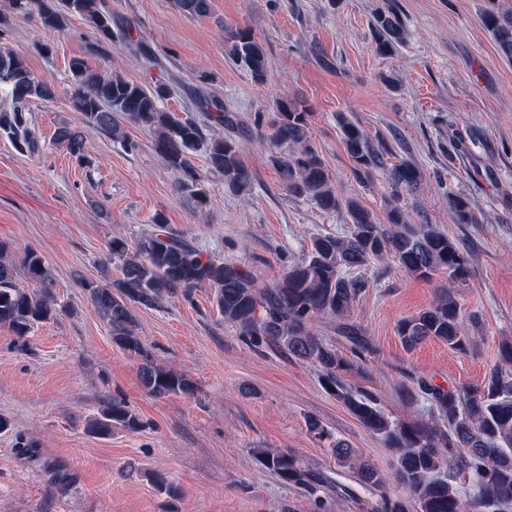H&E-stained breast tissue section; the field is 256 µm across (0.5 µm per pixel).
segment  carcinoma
<instances>
[{"label": "carcinoma", "instance_id": "obj_1", "mask_svg": "<svg viewBox=\"0 0 512 512\" xmlns=\"http://www.w3.org/2000/svg\"><path fill=\"white\" fill-rule=\"evenodd\" d=\"M174 7L189 16L210 12L211 0H174ZM13 14H35L46 28L63 31L71 19H85L96 43L116 40L133 44L124 29L112 28V10L105 0H9ZM482 23L492 35L501 55L512 60V9L499 0H487ZM375 51L389 57L402 43L405 26L395 8L378 12L371 24ZM231 58L244 65L254 83L267 77L263 42L251 29L229 30ZM69 69L75 82L69 99L86 125L125 139L120 122L151 131L162 162L180 174L175 189L189 190L195 173L189 155L204 151L208 169L224 178V189L237 196L251 192L255 177L245 163L239 143L230 136L206 138L204 127L213 122L229 129L238 125L224 103L199 87L188 90L191 104L203 118H181L164 107L174 85L161 77L151 86L132 82L119 74L91 69L81 58H73ZM0 87L9 106L0 109V135L15 145L36 148L26 112L34 99H49L52 85L40 80L25 60L0 44ZM312 113L298 100L281 97L272 111L257 120L269 158L278 170L284 190L294 198L312 202L324 213L347 212L350 227L343 236L313 238L307 254L289 265L271 288L260 287L253 276L231 263L202 256L190 240L172 233L161 217L153 230L130 245L114 237L108 245L106 263H121L122 277L114 280L104 271L102 281H85L82 288L109 327L112 343L141 360L140 377L154 397L193 396L198 386L186 372L161 364L135 333L137 305L146 307L180 293L188 297L197 288L214 290L216 306L224 321L254 346L274 345L292 358L320 367V383L327 394L340 401L360 424L397 457L396 478L403 494L382 491L384 475L368 460L357 455L344 440L335 438L316 417L306 420L309 432L327 442L338 465L348 469L357 483L380 490L374 512H512V343L501 345L500 359L480 384L453 391L423 378H409L396 386V393L410 405L423 400L429 419L393 420L370 395L352 390L343 373L354 359L369 350V342L357 325L348 322L358 295L369 281L362 271L391 258L407 273L429 279L439 271L448 273V285L433 303L397 323L402 344L411 348L425 339L464 350L471 338L460 317L453 284L470 276V260L463 249L433 224H414L397 204L402 193L422 180L421 170L408 160L389 169L387 182L391 199L383 219H377L353 198L341 199L332 175L310 141ZM347 154L356 164L360 180L368 179L384 165L385 146L374 147L361 127L347 116H337ZM57 141L75 158H85L82 132L62 127ZM448 208L458 224L477 222L469 198L448 193ZM21 265L35 285L27 290L17 285L15 267L0 257V325L8 328L19 346L34 326L57 318L53 296L54 278L45 259L35 251L24 253ZM330 317L339 322L351 345L347 358L336 347L310 330L312 319ZM96 435H110L116 428L139 431L143 423L125 402L114 399L88 424ZM256 461L282 483L314 496L317 512L325 510L318 492L339 489L331 474L305 463L299 455L283 448H255ZM468 473L473 489L466 495L455 473Z\"/></svg>", "mask_w": 512, "mask_h": 512}]
</instances>
